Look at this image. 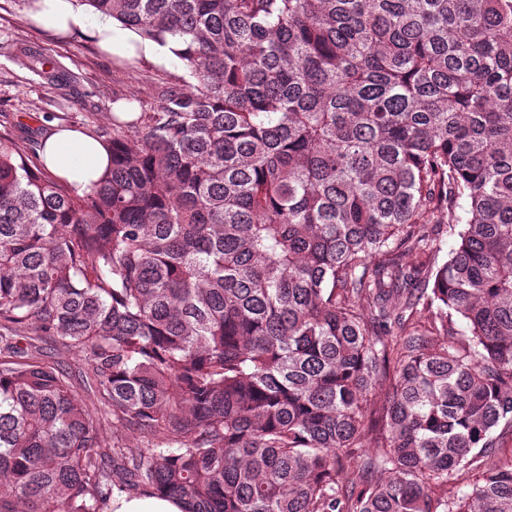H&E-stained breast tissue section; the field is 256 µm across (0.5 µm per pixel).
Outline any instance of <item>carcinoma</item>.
I'll return each instance as SVG.
<instances>
[{
    "label": "carcinoma",
    "mask_w": 512,
    "mask_h": 512,
    "mask_svg": "<svg viewBox=\"0 0 512 512\" xmlns=\"http://www.w3.org/2000/svg\"><path fill=\"white\" fill-rule=\"evenodd\" d=\"M77 2L189 79L81 195L0 120V512H512V0ZM112 501L113 512H183L184 504L175 498L122 494Z\"/></svg>",
    "instance_id": "cac0c4a2"
}]
</instances>
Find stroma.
<instances>
[{
    "label": "stroma",
    "mask_w": 512,
    "mask_h": 512,
    "mask_svg": "<svg viewBox=\"0 0 512 512\" xmlns=\"http://www.w3.org/2000/svg\"><path fill=\"white\" fill-rule=\"evenodd\" d=\"M21 42L56 61L73 77L66 95L49 88L40 73L22 68L7 46ZM177 62L145 58L125 68L81 34L56 36L33 21L23 0H0V110L7 112L20 140L42 139L63 125L90 130L108 123L110 107L156 101L169 82L185 77Z\"/></svg>",
    "instance_id": "35a3bbf8"
}]
</instances>
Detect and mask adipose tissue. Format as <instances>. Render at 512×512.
<instances>
[{
  "label": "adipose tissue",
  "mask_w": 512,
  "mask_h": 512,
  "mask_svg": "<svg viewBox=\"0 0 512 512\" xmlns=\"http://www.w3.org/2000/svg\"><path fill=\"white\" fill-rule=\"evenodd\" d=\"M38 22L56 33L72 31L86 35L107 53H125L138 45L143 57L174 61L170 48L145 41L137 42L135 34L112 19L99 17L76 6L73 0H40ZM45 167L76 192L89 191L110 165V153L97 138L76 128H59L42 146Z\"/></svg>",
  "instance_id": "obj_1"
}]
</instances>
